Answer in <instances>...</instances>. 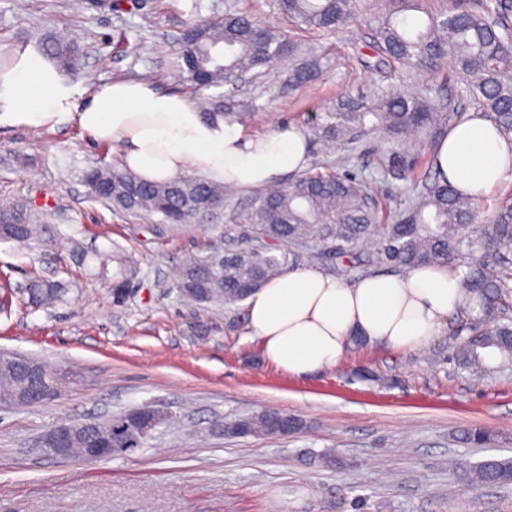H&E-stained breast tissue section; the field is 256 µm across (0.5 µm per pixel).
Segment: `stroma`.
Here are the masks:
<instances>
[{"label": "stroma", "instance_id": "obj_1", "mask_svg": "<svg viewBox=\"0 0 512 512\" xmlns=\"http://www.w3.org/2000/svg\"><path fill=\"white\" fill-rule=\"evenodd\" d=\"M382 3L356 0L348 25L326 34L296 28L277 0H0V51H38L65 33L76 49L70 78L81 87L143 79L182 94L173 61L188 23L239 10L322 59L305 86H288L291 58L246 86V134L309 133L336 99L378 85L479 116L447 62L384 59L371 22ZM398 149L367 132L354 144L310 152L304 169L368 181ZM116 160L73 122L40 131L0 126V203L45 217L30 245L0 240V350L70 376L53 401L0 409V512H512V484L472 478L477 463L512 457V375L475 381L449 364L456 316L422 349L351 344L336 365L290 376L264 357L246 303L197 309L175 288L185 253L246 244L255 189L236 190L221 211L170 224L158 214L114 211L90 194L84 170ZM115 249L139 269L120 305L95 261L76 257ZM35 276L66 282L64 300L31 306L20 287ZM147 403L180 426L157 428L141 448L97 463L53 457L41 444L60 424ZM268 409L300 418L303 429L225 434L226 422ZM474 428L488 431L485 444L464 440Z\"/></svg>", "mask_w": 512, "mask_h": 512}]
</instances>
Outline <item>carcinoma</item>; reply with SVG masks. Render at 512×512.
I'll return each instance as SVG.
<instances>
[{
	"label": "carcinoma",
	"instance_id": "carcinoma-1",
	"mask_svg": "<svg viewBox=\"0 0 512 512\" xmlns=\"http://www.w3.org/2000/svg\"><path fill=\"white\" fill-rule=\"evenodd\" d=\"M283 14L298 25L336 32L349 22L353 0H280ZM421 10V0H385L372 17L382 52L395 62L418 64L446 58L453 71L468 84V92L508 136L512 134V50L506 20L509 8L502 0L481 12L451 10L443 18H428L411 27L409 13ZM499 16L491 26L489 17ZM43 52L67 73L74 67V46L63 39L48 41ZM296 45L275 30L260 27L243 13L191 22L185 31L176 67L192 89L226 86L211 101L207 120L241 123L248 104L238 88L241 74L258 71L274 61L292 56ZM320 68L315 57L288 73V84L310 82ZM453 119L423 94L378 88L367 97H345L325 109L311 128L309 145L329 150L349 143L368 129L400 143L404 152L416 150L408 135L440 132ZM89 190L97 181H109L114 208L129 213H159L170 224H184L224 199V188L199 176H182L169 182L151 183L118 166H95L83 173ZM476 218L473 198L463 194L440 173L425 177L422 189L410 198L396 219L388 221L366 184L345 173H307L300 178L260 193L249 214L251 247L191 255L183 262L176 284L183 299L202 307L233 305L245 301L265 281L284 272L285 247H316L312 258L331 269L343 258L358 256V246L374 241L365 264L384 263L399 268L421 264L453 263L463 257L466 225ZM39 222L22 206L0 209V239L25 243L32 240ZM491 259L469 267L463 276L467 292L478 298V308L463 306L458 313L469 321L468 334L448 354L457 369L475 377L490 376L512 368V270L504 265L512 250V203H503L487 217L481 232ZM97 274L112 282L137 277V266L123 252L94 255ZM36 305H52L65 292L61 282L33 278L27 284ZM34 390L18 369L0 373V397ZM269 409L231 422L238 436L284 435L303 427L298 418ZM476 479L486 484L512 483V459L491 458L474 468Z\"/></svg>",
	"mask_w": 512,
	"mask_h": 512
}]
</instances>
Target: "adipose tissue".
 <instances>
[{"instance_id": "adipose-tissue-1", "label": "adipose tissue", "mask_w": 512, "mask_h": 512, "mask_svg": "<svg viewBox=\"0 0 512 512\" xmlns=\"http://www.w3.org/2000/svg\"><path fill=\"white\" fill-rule=\"evenodd\" d=\"M0 68V126L28 130L73 121L95 142L119 147L122 168L146 181L197 175L235 188L270 185L303 167L304 134L247 135L209 123L197 103L144 81L85 89L34 50ZM437 164L470 197L489 194L512 174V139L475 117L452 126ZM465 301L460 274L440 263L348 282L315 268L277 276L247 300L248 323L266 358L305 376L336 363L353 336L418 349Z\"/></svg>"}]
</instances>
